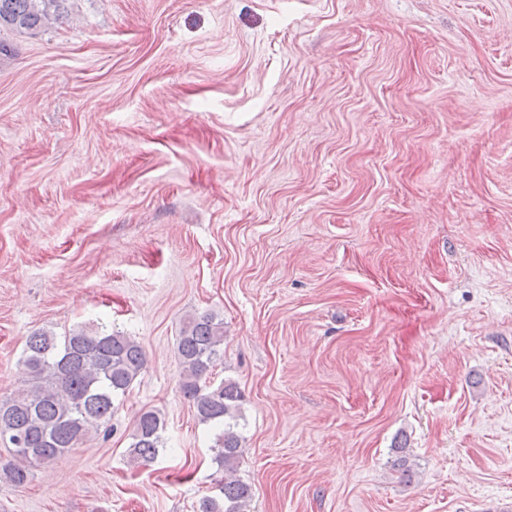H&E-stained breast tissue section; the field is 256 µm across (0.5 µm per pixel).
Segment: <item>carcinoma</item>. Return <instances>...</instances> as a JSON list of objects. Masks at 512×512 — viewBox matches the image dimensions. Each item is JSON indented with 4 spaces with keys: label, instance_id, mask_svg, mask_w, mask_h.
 I'll list each match as a JSON object with an SVG mask.
<instances>
[{
    "label": "carcinoma",
    "instance_id": "obj_1",
    "mask_svg": "<svg viewBox=\"0 0 512 512\" xmlns=\"http://www.w3.org/2000/svg\"><path fill=\"white\" fill-rule=\"evenodd\" d=\"M66 0H0V29L32 33L64 12ZM179 389L193 403L198 422L218 430L216 463L224 478L205 496L199 512H249L251 485L237 476L244 439L238 433L242 392L233 381L217 385L211 369L224 356V321L211 313L186 318L177 336ZM141 345L105 329L79 327L64 336L38 330L27 336L23 364L26 390L0 399V439L12 446L5 470L10 482L30 481L31 467L46 463L98 433L112 420L145 366ZM165 422L153 409L134 421L128 460L153 461L162 446Z\"/></svg>",
    "mask_w": 512,
    "mask_h": 512
}]
</instances>
